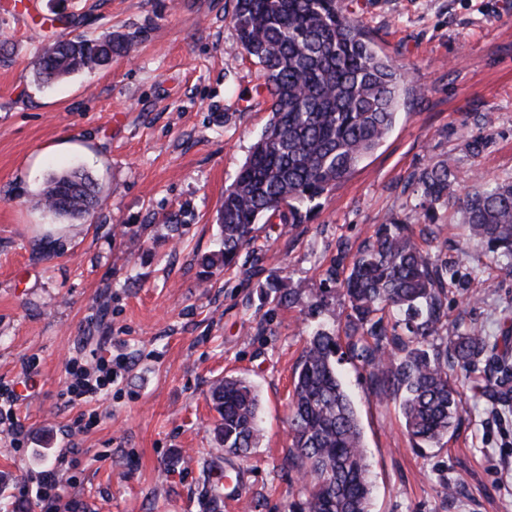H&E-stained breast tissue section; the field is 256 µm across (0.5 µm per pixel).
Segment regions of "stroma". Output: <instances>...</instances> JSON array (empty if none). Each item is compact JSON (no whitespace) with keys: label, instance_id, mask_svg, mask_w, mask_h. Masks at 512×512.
<instances>
[{"label":"stroma","instance_id":"35a3bbf8","mask_svg":"<svg viewBox=\"0 0 512 512\" xmlns=\"http://www.w3.org/2000/svg\"><path fill=\"white\" fill-rule=\"evenodd\" d=\"M235 0H0V381L29 385L26 448L0 424V512H40L41 471L64 470L61 504L85 512H289L307 492L288 457L294 372L312 328L348 312L330 287L379 225L414 220L415 176L451 159L458 197L437 207L433 258L456 262L449 325L512 336V272L473 239L461 195L512 181V0H352L416 95L355 172L302 224H258L254 250L203 277L224 190L270 118L258 65L238 48ZM72 24L53 23L54 13ZM139 32L111 65L44 84L58 39ZM491 120L480 155L465 143ZM80 170L100 190L83 219L36 207L52 174ZM294 291L293 304L266 291ZM110 340L131 366L93 402L96 423L59 398L70 357ZM33 377H25L26 364ZM357 412L373 485L371 512H512V404L491 353L460 378L463 411L441 448L410 440L398 398L365 369L338 364ZM256 387V448L218 449L212 383ZM456 487L454 497L440 492Z\"/></svg>","mask_w":512,"mask_h":512}]
</instances>
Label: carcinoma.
I'll return each mask as SVG.
<instances>
[{
	"instance_id": "cac0c4a2",
	"label": "carcinoma",
	"mask_w": 512,
	"mask_h": 512,
	"mask_svg": "<svg viewBox=\"0 0 512 512\" xmlns=\"http://www.w3.org/2000/svg\"><path fill=\"white\" fill-rule=\"evenodd\" d=\"M232 20L238 47L260 66L271 118L224 191L216 215L218 249L202 258L208 269L234 267L262 220L304 223L315 202L382 143L408 93L405 74L344 0H236ZM134 39L108 34L57 40L43 48L38 79L51 83L107 66L113 55L130 51ZM456 180L449 161L419 174L428 201L423 223H433L436 205L455 195ZM38 203L84 218L97 207L99 189L84 172L56 174ZM463 212L477 242L512 268V182L466 197ZM446 277L448 261L423 250L411 225L382 224L339 284L350 308L342 328L346 355L368 370L379 394L400 398L405 428L419 448L444 446L460 416L457 379L448 366L466 372L488 348L487 339L475 333L453 335L447 348L435 343L448 328ZM388 317L394 323L385 322ZM338 340L334 333L314 331L294 374L288 428L307 497L292 512H370L362 430L336 369ZM497 363L509 376L507 336ZM210 401L220 447L244 454L257 446L259 400L251 382L219 379Z\"/></svg>"
}]
</instances>
